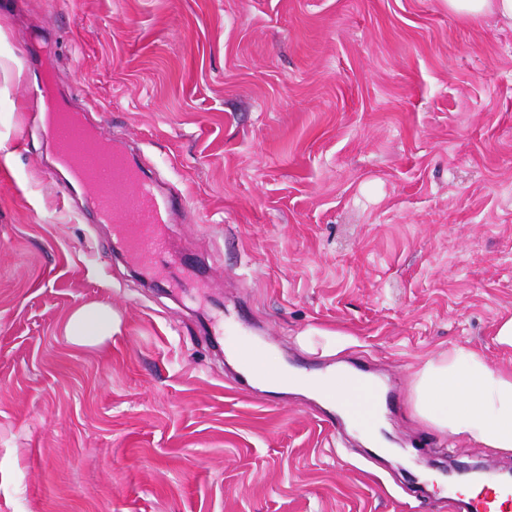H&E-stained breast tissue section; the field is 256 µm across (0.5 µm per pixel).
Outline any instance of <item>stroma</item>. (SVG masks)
<instances>
[{"label":"stroma","mask_w":512,"mask_h":512,"mask_svg":"<svg viewBox=\"0 0 512 512\" xmlns=\"http://www.w3.org/2000/svg\"><path fill=\"white\" fill-rule=\"evenodd\" d=\"M21 26L89 122L186 188L170 247L201 294L176 267L148 287L61 197ZM0 139V512H452L419 462L512 469L410 411L448 348L512 369L511 26L444 0H10ZM216 302L280 369L379 377L389 448L364 459L310 393L240 389L201 325ZM89 303L112 337L73 345ZM66 336L76 345H97L112 337V308L97 303L73 310L65 324Z\"/></svg>","instance_id":"stroma-1"}]
</instances>
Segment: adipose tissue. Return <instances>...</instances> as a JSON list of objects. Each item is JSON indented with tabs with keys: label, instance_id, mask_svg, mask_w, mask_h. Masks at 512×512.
<instances>
[{
	"label": "adipose tissue",
	"instance_id": "1",
	"mask_svg": "<svg viewBox=\"0 0 512 512\" xmlns=\"http://www.w3.org/2000/svg\"><path fill=\"white\" fill-rule=\"evenodd\" d=\"M65 332L77 345L112 336V308L97 303L73 310ZM413 411L436 430L500 452H512V372L492 368L462 346L422 362L413 374Z\"/></svg>",
	"mask_w": 512,
	"mask_h": 512
}]
</instances>
